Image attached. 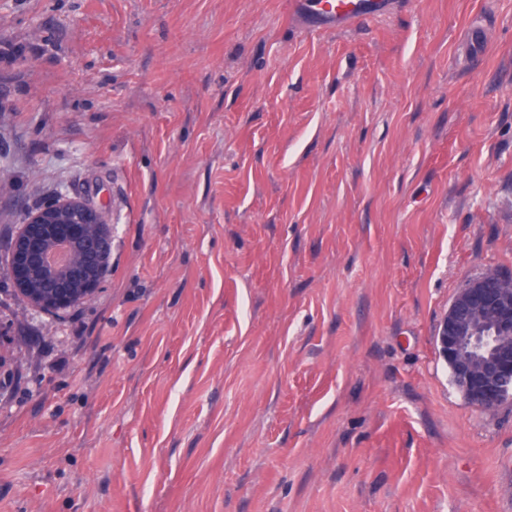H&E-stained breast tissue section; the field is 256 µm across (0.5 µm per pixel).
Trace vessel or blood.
<instances>
[{
	"label": "vessel or blood",
	"instance_id": "obj_1",
	"mask_svg": "<svg viewBox=\"0 0 512 512\" xmlns=\"http://www.w3.org/2000/svg\"><path fill=\"white\" fill-rule=\"evenodd\" d=\"M393 0H292L294 20L307 30L346 31L372 17L389 13Z\"/></svg>",
	"mask_w": 512,
	"mask_h": 512
}]
</instances>
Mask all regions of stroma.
<instances>
[{"label": "stroma", "instance_id": "35a3bbf8", "mask_svg": "<svg viewBox=\"0 0 512 512\" xmlns=\"http://www.w3.org/2000/svg\"><path fill=\"white\" fill-rule=\"evenodd\" d=\"M473 25L483 56L466 54ZM108 272L0 268V512H512V403L435 346L512 272V0H0V257L60 191ZM393 0H292V18L306 30L346 31L393 10ZM105 213L106 209L101 202L61 192L28 216L13 245L9 276L19 287L16 288L18 293L32 307L58 316L60 312L84 304L99 290L94 273L97 263L103 256L100 257L98 246L91 240H86V262L82 267L69 260L66 249L70 248L72 243L84 239L85 225L88 224L89 237L99 241L105 249L106 259L95 274L101 285L112 250V236ZM48 237L51 242L48 241ZM50 243L66 249L56 247L51 250ZM48 255L53 266L48 262ZM39 276L44 277L42 288L38 285L28 288L32 280ZM79 282L81 288H74ZM48 288L72 290L58 301H49Z\"/></svg>", "mask_w": 512, "mask_h": 512}]
</instances>
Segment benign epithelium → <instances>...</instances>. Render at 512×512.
<instances>
[{
    "label": "benign epithelium",
    "instance_id": "1",
    "mask_svg": "<svg viewBox=\"0 0 512 512\" xmlns=\"http://www.w3.org/2000/svg\"><path fill=\"white\" fill-rule=\"evenodd\" d=\"M106 209L100 202L60 193L30 214L13 245L9 276L20 288L44 277L45 288H95V267L100 262L98 246L86 241V262L54 267L48 262L50 244L70 248L84 239L85 225L104 224ZM493 315L492 335L474 334L475 322L484 314ZM512 336V285L493 270L472 277L460 289L441 320L436 336L440 357L465 384L469 404L493 413L512 401V347L501 340Z\"/></svg>",
    "mask_w": 512,
    "mask_h": 512
}]
</instances>
